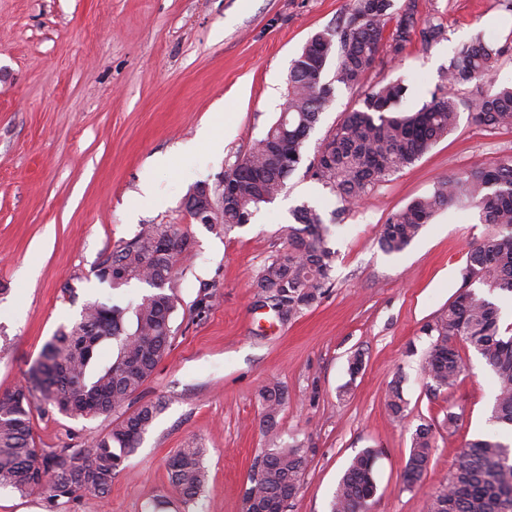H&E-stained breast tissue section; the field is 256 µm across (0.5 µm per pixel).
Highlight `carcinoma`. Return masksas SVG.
<instances>
[{
	"mask_svg": "<svg viewBox=\"0 0 512 512\" xmlns=\"http://www.w3.org/2000/svg\"><path fill=\"white\" fill-rule=\"evenodd\" d=\"M395 13V30L387 36V23ZM415 34L428 50L444 39L445 30L431 18L418 24L415 0H405L398 8L394 0H352L342 25L311 36L291 65L278 119L224 173V219L206 228L221 235L249 223L254 211L272 202L302 167L341 203L334 213L337 219L377 183L414 164L454 131L462 109L485 126L512 128V84L498 85L490 77L509 46L478 35L449 60L445 84L419 109H400L407 91L402 81L380 83L360 108L345 114L313 159L305 161L304 142L334 101L336 86L360 85L385 49L391 60H398ZM470 83L484 89L459 97L456 91ZM458 201L477 209L481 223L492 225L494 233L470 247L454 299L423 327L431 338L424 372L433 392L454 384L464 364L448 340L462 337L495 377L490 420L512 430V328H501L500 309L491 299L495 293L512 295V156L439 181L431 193L392 213L380 225L377 242L388 254L405 250L442 207ZM292 216L294 223L282 229L288 255L273 257L256 280L279 297L283 314L290 318L323 297L332 283L335 259L328 227L317 209L303 203ZM192 251L193 240L175 225L144 224L98 264L96 277L110 288L136 280L150 291L125 307L110 300L84 302L78 317L56 330L24 382L0 395V488L37 493L49 512L80 493L101 498L109 493L119 466L165 409L162 399L145 401L132 411L129 405L171 350L175 298L168 292L169 283L176 258ZM106 347L112 355L103 361L100 353ZM261 399L263 423L270 431L287 396L274 384L262 389ZM386 406L394 417H404L402 380L391 384ZM50 409L68 418L119 416L108 431L90 436L81 448L46 451L34 443L32 417L37 410ZM434 448V425L419 424L403 470L406 485L422 477ZM377 454L366 449L352 460L338 482L330 512H361L376 490ZM203 455L204 449L189 445L169 460V481L187 502L206 484ZM307 466V449L298 440L268 450L249 476L245 512H265L277 500L295 495ZM429 512H512V447L488 437L466 442Z\"/></svg>",
	"mask_w": 512,
	"mask_h": 512,
	"instance_id": "obj_1",
	"label": "carcinoma"
}]
</instances>
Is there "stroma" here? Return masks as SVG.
Masks as SVG:
<instances>
[{
    "label": "stroma",
    "mask_w": 512,
    "mask_h": 512,
    "mask_svg": "<svg viewBox=\"0 0 512 512\" xmlns=\"http://www.w3.org/2000/svg\"><path fill=\"white\" fill-rule=\"evenodd\" d=\"M445 39L430 51L407 46L399 62L380 54L356 88H338L305 143H319L378 83L403 79L404 106L429 100L457 47L475 35L504 40L512 12L499 0H416ZM351 0H0V393L12 390L59 325L89 299L137 302L146 284L119 289L94 275L98 263L143 224H174L195 241L178 258L172 347L141 390L166 407L101 498L80 494L66 512H245L249 475L272 444L304 441L309 463L288 512H329L351 461L376 449L377 490L368 512H428L464 444L481 436L512 443L493 424V375L458 337L465 372L430 392L423 373L430 340L422 327L461 285L470 243L491 234L477 210L439 211L402 252L378 247V229L443 179L512 155V129H493L461 112L457 128L413 166L378 183L338 221V206L304 172L262 205L249 224L218 236L182 202L200 182L217 186L277 120L288 73L306 41L336 28ZM223 113L220 151L198 136ZM191 147L189 156L179 151ZM169 157L166 165L156 164ZM154 191L144 196L143 179ZM329 219L334 283L314 306L279 321L254 286L261 267L286 255L281 229L300 204ZM210 307L198 312L202 283ZM71 284L75 296L63 294ZM362 353L359 374L348 359ZM404 379V420L385 406ZM281 385L288 401L274 431L260 423L261 390ZM456 425H448V415ZM434 421L435 448L421 480L402 473L412 435ZM111 419L34 412L44 449L83 446ZM206 450L209 480L195 501L171 486L167 461L187 444Z\"/></svg>",
    "instance_id": "35a3bbf8"
}]
</instances>
